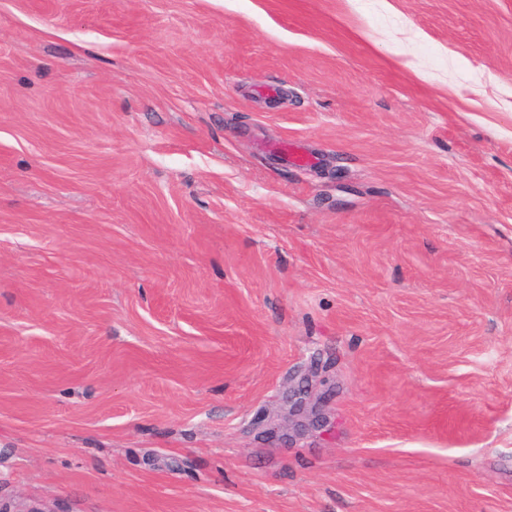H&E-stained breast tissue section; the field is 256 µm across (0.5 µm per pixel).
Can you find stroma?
I'll return each instance as SVG.
<instances>
[{
	"mask_svg": "<svg viewBox=\"0 0 512 512\" xmlns=\"http://www.w3.org/2000/svg\"><path fill=\"white\" fill-rule=\"evenodd\" d=\"M0 512H512V0H0Z\"/></svg>",
	"mask_w": 512,
	"mask_h": 512,
	"instance_id": "1",
	"label": "stroma"
}]
</instances>
